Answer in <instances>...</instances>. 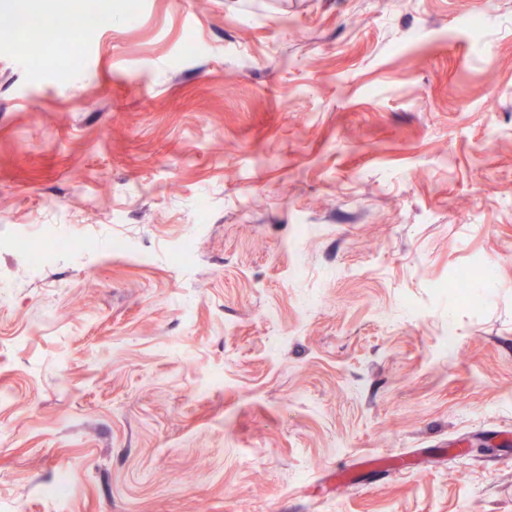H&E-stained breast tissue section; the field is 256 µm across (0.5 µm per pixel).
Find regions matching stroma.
Returning <instances> with one entry per match:
<instances>
[{
  "instance_id": "obj_1",
  "label": "stroma",
  "mask_w": 512,
  "mask_h": 512,
  "mask_svg": "<svg viewBox=\"0 0 512 512\" xmlns=\"http://www.w3.org/2000/svg\"><path fill=\"white\" fill-rule=\"evenodd\" d=\"M9 3L0 512H512V0Z\"/></svg>"
}]
</instances>
